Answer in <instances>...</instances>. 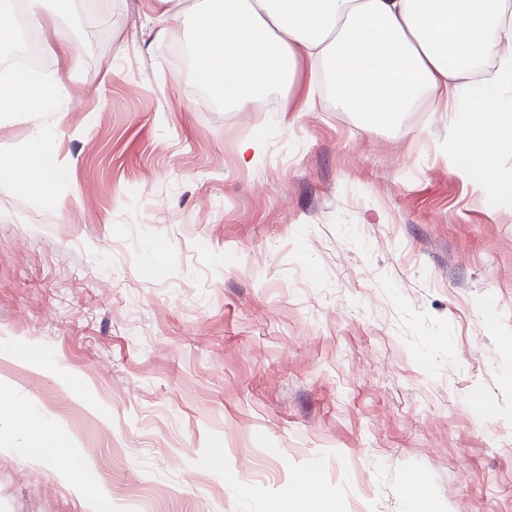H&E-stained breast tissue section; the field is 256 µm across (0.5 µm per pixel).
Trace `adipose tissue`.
<instances>
[{"label": "adipose tissue", "instance_id": "ef3b65f1", "mask_svg": "<svg viewBox=\"0 0 512 512\" xmlns=\"http://www.w3.org/2000/svg\"><path fill=\"white\" fill-rule=\"evenodd\" d=\"M158 22L192 32L198 84L244 111L264 104L273 91L290 90L303 60L328 68L337 106L368 125L386 126L418 100L440 101L455 79L481 66L491 45L503 52L456 107L448 153L462 174L512 199V175L498 165L512 157V0H210L191 10L184 0H159ZM56 75L0 78V115L54 112L60 107ZM63 172L46 138L0 164V180L24 196L53 201ZM23 435L16 454L34 463L64 464L66 482L87 483L85 469L67 465L69 436L23 398L0 391V421ZM316 499L333 512L319 469L298 475L288 496L264 512H297Z\"/></svg>", "mask_w": 512, "mask_h": 512}]
</instances>
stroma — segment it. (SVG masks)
Wrapping results in <instances>:
<instances>
[{
  "label": "stroma",
  "instance_id": "1",
  "mask_svg": "<svg viewBox=\"0 0 512 512\" xmlns=\"http://www.w3.org/2000/svg\"><path fill=\"white\" fill-rule=\"evenodd\" d=\"M157 14L72 0L37 69L60 110L0 122V160L42 133L65 171L52 205L0 182V387L115 512H256L314 466L337 512H405L414 473L437 512H512V201L433 103L371 127L306 62L262 111L213 107ZM85 501L0 447V512Z\"/></svg>",
  "mask_w": 512,
  "mask_h": 512
}]
</instances>
